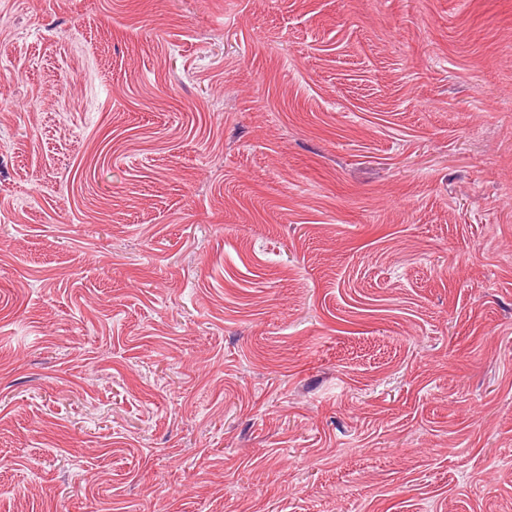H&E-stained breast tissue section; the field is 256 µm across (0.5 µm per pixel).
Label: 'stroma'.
Here are the masks:
<instances>
[{
    "label": "stroma",
    "instance_id": "35a3bbf8",
    "mask_svg": "<svg viewBox=\"0 0 512 512\" xmlns=\"http://www.w3.org/2000/svg\"><path fill=\"white\" fill-rule=\"evenodd\" d=\"M0 512H512V0H0Z\"/></svg>",
    "mask_w": 512,
    "mask_h": 512
}]
</instances>
